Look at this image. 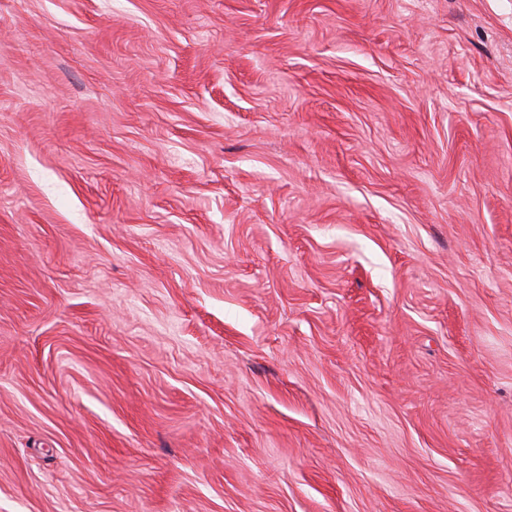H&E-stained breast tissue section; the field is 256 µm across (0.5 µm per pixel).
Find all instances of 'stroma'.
<instances>
[{"label":"stroma","instance_id":"obj_1","mask_svg":"<svg viewBox=\"0 0 512 512\" xmlns=\"http://www.w3.org/2000/svg\"><path fill=\"white\" fill-rule=\"evenodd\" d=\"M0 512H512V0H0Z\"/></svg>","mask_w":512,"mask_h":512}]
</instances>
